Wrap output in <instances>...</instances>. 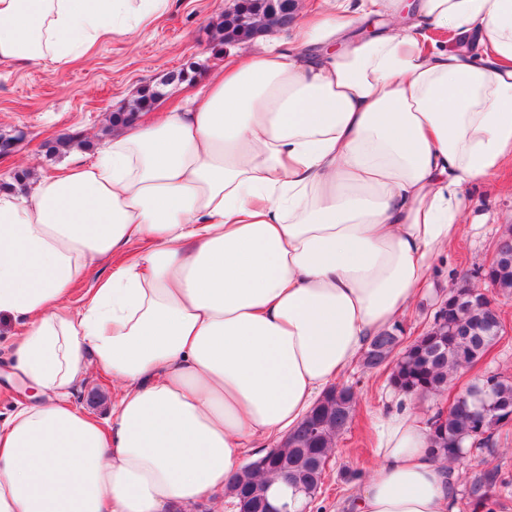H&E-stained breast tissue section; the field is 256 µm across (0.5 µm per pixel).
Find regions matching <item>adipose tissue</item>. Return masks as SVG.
<instances>
[{"label":"adipose tissue","mask_w":512,"mask_h":512,"mask_svg":"<svg viewBox=\"0 0 512 512\" xmlns=\"http://www.w3.org/2000/svg\"><path fill=\"white\" fill-rule=\"evenodd\" d=\"M167 4L0 0V61L65 65ZM374 14L390 27L356 37ZM302 38L240 48L188 107L0 192V318L17 377L53 395L0 422V512H223L243 448L400 323L464 188L512 160V0H323ZM93 370L119 389L103 420L69 400ZM379 427L354 512H455L423 411ZM119 261V257H113L111 260L98 261L91 269L89 277L78 285L72 294L67 298L66 304L71 310H79L87 301L90 292L95 287L96 282L112 272V265Z\"/></svg>","instance_id":"adipose-tissue-1"}]
</instances>
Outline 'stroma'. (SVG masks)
<instances>
[{"instance_id": "35a3bbf8", "label": "stroma", "mask_w": 512, "mask_h": 512, "mask_svg": "<svg viewBox=\"0 0 512 512\" xmlns=\"http://www.w3.org/2000/svg\"><path fill=\"white\" fill-rule=\"evenodd\" d=\"M236 0H169L160 16L143 20L139 27L99 40L71 63L55 67L37 62L21 66L0 62V136L14 138L8 155L0 156V183L16 172L50 175L73 159L93 156L113 136L112 114L126 107L147 85L162 84L157 110L185 103L201 82H167L170 72L202 60L208 73H217L223 56L213 50V26ZM83 133L91 148H73L49 155L44 144L68 133ZM468 222L430 275L402 326L406 340L426 333L450 289L464 276L477 275L493 261L497 242L512 224V161L504 162L489 183L467 192ZM500 313L502 331L484 358L465 371L460 380L471 383L489 373L512 376V295L489 290ZM14 323L0 321V421L34 397L33 389L10 381L13 361L10 336ZM342 383L358 385L362 400L353 419L336 441L326 465L323 484L306 512H344L345 504L367 478L377 461V424L393 408L407 403L384 370H364L354 362L341 375ZM116 397L106 378L93 373L73 387L72 403L87 413L105 418ZM498 449L474 451L464 464L468 475L499 469L512 476V422L496 435Z\"/></svg>"}]
</instances>
